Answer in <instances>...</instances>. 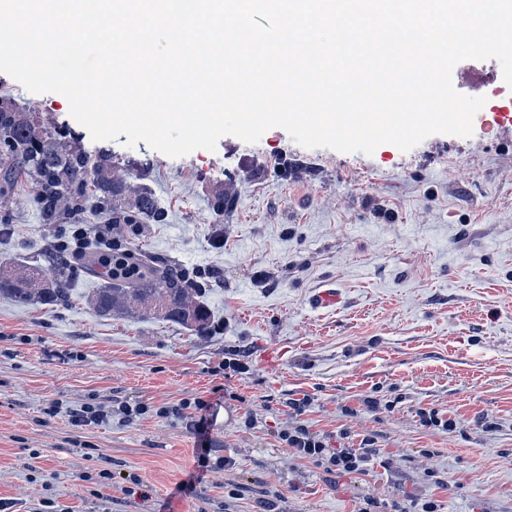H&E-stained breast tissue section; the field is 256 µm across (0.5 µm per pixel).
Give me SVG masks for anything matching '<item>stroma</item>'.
<instances>
[{
    "label": "stroma",
    "instance_id": "stroma-1",
    "mask_svg": "<svg viewBox=\"0 0 512 512\" xmlns=\"http://www.w3.org/2000/svg\"><path fill=\"white\" fill-rule=\"evenodd\" d=\"M456 91L482 96L473 134H435L409 152L306 149L282 128L248 144L171 158L145 142L93 141L57 93L33 94L0 72V97L68 128L89 153L150 167L167 211L131 248L202 270L210 330L99 316V277L74 265L69 304L48 309L0 296V501L6 512H357L364 496L436 500L442 512H512V129L488 130L512 102L497 60H465ZM236 199L217 217L214 190ZM32 185L0 207V260L52 251L61 227L41 223ZM340 304L311 308L323 287ZM239 351L248 370L229 372ZM398 398L372 412L370 395ZM327 434H377L386 465L356 478L287 455L288 399ZM183 398L214 403L210 469L178 416L125 422L120 408ZM63 409L50 414L51 403ZM103 406L110 421L78 428L67 411ZM358 409L357 418L343 407ZM439 410L454 432L421 426ZM496 424L482 427L483 418ZM234 457L225 468V457ZM236 496H229V489Z\"/></svg>",
    "mask_w": 512,
    "mask_h": 512
}]
</instances>
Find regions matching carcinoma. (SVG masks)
<instances>
[{
	"mask_svg": "<svg viewBox=\"0 0 512 512\" xmlns=\"http://www.w3.org/2000/svg\"><path fill=\"white\" fill-rule=\"evenodd\" d=\"M62 126L38 121L30 112L0 104V193L11 190L20 175L34 183L35 201L44 224H62L67 216L94 203L114 224H163L167 213L147 189L133 190L130 179L143 180L145 170L129 173L107 154H90L70 144ZM234 197L222 192L211 208L222 217L233 211ZM130 262L139 273L131 278L115 273L88 294L101 316L155 318L172 322L202 336L210 328V313L200 301L203 289L167 260L144 253ZM71 261L50 253L43 261H0V295L47 308L66 304L73 292Z\"/></svg>",
	"mask_w": 512,
	"mask_h": 512,
	"instance_id": "obj_1",
	"label": "carcinoma"
}]
</instances>
